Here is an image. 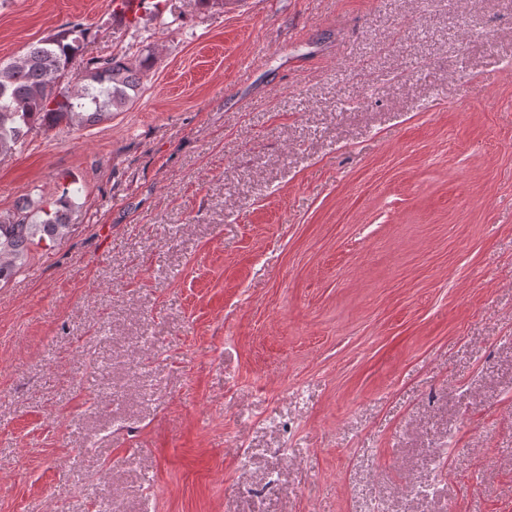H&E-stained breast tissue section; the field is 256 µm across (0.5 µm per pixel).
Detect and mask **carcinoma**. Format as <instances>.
Instances as JSON below:
<instances>
[{
	"mask_svg": "<svg viewBox=\"0 0 512 512\" xmlns=\"http://www.w3.org/2000/svg\"><path fill=\"white\" fill-rule=\"evenodd\" d=\"M89 29L69 23L30 46L9 63H0V152L21 149L34 128L61 123L93 125L106 115L131 107L143 78L155 63L147 44L135 53L84 58ZM81 60L77 82L68 79L72 61ZM57 198L33 207L26 203L0 216V283L20 270L31 245L55 242L69 227L79 183L74 175L59 176Z\"/></svg>",
	"mask_w": 512,
	"mask_h": 512,
	"instance_id": "carcinoma-1",
	"label": "carcinoma"
}]
</instances>
